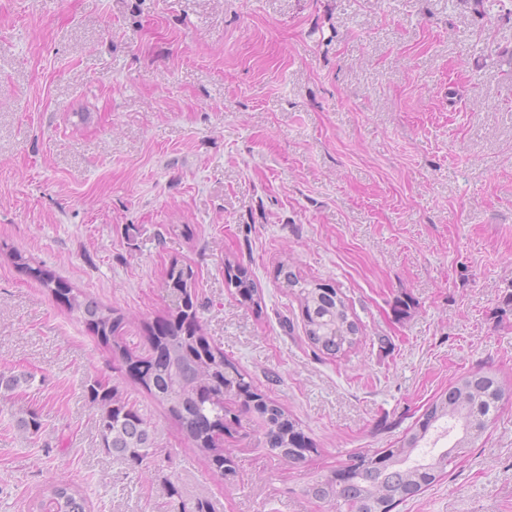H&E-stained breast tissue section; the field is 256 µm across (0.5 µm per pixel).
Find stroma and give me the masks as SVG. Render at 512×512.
<instances>
[{
    "label": "stroma",
    "instance_id": "35a3bbf8",
    "mask_svg": "<svg viewBox=\"0 0 512 512\" xmlns=\"http://www.w3.org/2000/svg\"><path fill=\"white\" fill-rule=\"evenodd\" d=\"M511 50L512 0H0V369L34 376L0 401V512H39L55 477L87 512H336L307 483L395 445L481 367L497 418L398 512H512ZM16 252L116 310L134 345L190 265L206 335L315 452L282 464L243 414L215 479ZM283 260L346 295L356 349L314 352ZM96 378L155 427L137 470L99 448ZM32 410L35 438L16 427ZM233 270H236V273H234ZM226 271L228 282L236 288L237 294L242 298V300L255 305L256 307L261 306L262 297L247 272L239 266L236 268L228 266Z\"/></svg>",
    "mask_w": 512,
    "mask_h": 512
}]
</instances>
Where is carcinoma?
<instances>
[{
  "instance_id": "cac0c4a2",
  "label": "carcinoma",
  "mask_w": 512,
  "mask_h": 512,
  "mask_svg": "<svg viewBox=\"0 0 512 512\" xmlns=\"http://www.w3.org/2000/svg\"><path fill=\"white\" fill-rule=\"evenodd\" d=\"M14 259L77 316L120 370L166 404L182 433L208 458L214 477L222 479L234 471V461L224 449V433L237 422V415L226 406L228 397L238 400L239 412L263 419L267 447L286 464L304 463L315 449L299 423L277 402L256 393L245 375L224 357V351L205 336L192 269H170L165 288L173 308L150 325L142 345L133 348L125 336L123 317L114 310L67 286L49 270L30 265L22 254ZM227 277L242 300L261 305L259 290L244 269L229 266ZM278 279L299 300L305 337L312 348L335 356L357 345L360 324L340 291L301 278L287 263L280 265ZM31 380L28 373L1 370L0 398L7 399ZM84 392L95 410L100 447L114 463L133 471L155 454L151 421L129 403L118 385L94 379L85 384ZM502 399V386L492 371L476 369L462 375L427 404L400 446L358 454L312 480L305 493L315 500L334 502L339 512H393L448 473V465L479 438ZM18 428L24 434L38 435L42 428L39 414L29 412L19 419ZM41 509L85 512V502L78 490L59 478L49 485Z\"/></svg>"
}]
</instances>
